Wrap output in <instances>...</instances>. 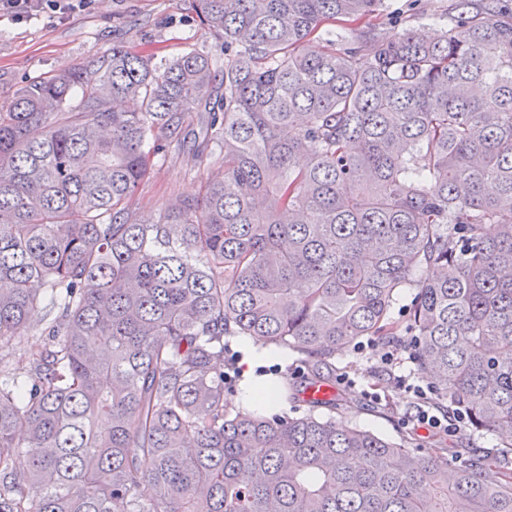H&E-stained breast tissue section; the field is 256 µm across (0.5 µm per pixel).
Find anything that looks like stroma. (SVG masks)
<instances>
[{
  "instance_id": "stroma-1",
  "label": "stroma",
  "mask_w": 512,
  "mask_h": 512,
  "mask_svg": "<svg viewBox=\"0 0 512 512\" xmlns=\"http://www.w3.org/2000/svg\"><path fill=\"white\" fill-rule=\"evenodd\" d=\"M386 3V10L378 14L375 23L391 30L405 26L423 34L440 35L450 30L459 14L458 0ZM116 41L160 58L190 49L215 55L222 48L220 41L203 33L190 0H95L90 9L62 19L47 11L21 23L0 13V105L9 104L24 84L107 53ZM188 153L185 147L170 148L141 183L131 202L139 219L153 220L172 199L198 194L202 178L192 167ZM45 322V309H38L31 319L30 334L0 349V370L14 374L19 387L27 385L22 371L31 358L32 337L42 331ZM336 368L348 372L355 384L340 387L342 399L335 409L292 401L286 413L331 416L398 445L425 452L437 450L432 435L403 427L400 418L411 398L394 388L388 374L380 371L370 355L345 348L336 354ZM372 393L380 394V402L369 401Z\"/></svg>"
}]
</instances>
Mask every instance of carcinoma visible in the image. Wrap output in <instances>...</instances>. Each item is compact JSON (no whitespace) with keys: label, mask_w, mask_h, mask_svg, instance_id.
I'll return each instance as SVG.
<instances>
[{"label":"carcinoma","mask_w":512,"mask_h":512,"mask_svg":"<svg viewBox=\"0 0 512 512\" xmlns=\"http://www.w3.org/2000/svg\"><path fill=\"white\" fill-rule=\"evenodd\" d=\"M191 3L223 63L114 42L0 106V345L58 310L30 387L0 384V512H512L479 456L233 411L224 386L228 336L293 348L320 386L336 351L400 331L512 455V18L311 53L384 0ZM191 136L201 194L139 222L153 158Z\"/></svg>","instance_id":"carcinoma-1"}]
</instances>
